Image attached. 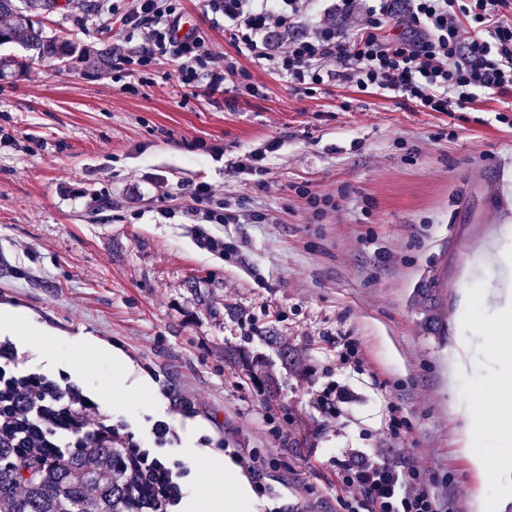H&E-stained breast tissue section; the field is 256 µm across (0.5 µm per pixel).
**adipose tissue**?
<instances>
[{"mask_svg":"<svg viewBox=\"0 0 512 512\" xmlns=\"http://www.w3.org/2000/svg\"><path fill=\"white\" fill-rule=\"evenodd\" d=\"M472 269L496 268L500 286L493 291L477 293L470 281H463L459 290L463 309H472L483 302L494 306L495 319L480 324L490 354H499L504 345L502 338L512 332V255L497 245H479L470 262ZM450 413L459 422L460 453L467 458L477 477L493 476L495 496H488L483 488L472 491L470 512H512V362L502 364L499 383L487 396L455 401ZM493 435L501 444L498 452L478 448L479 439ZM206 479L200 488V496L206 512H255V501L244 487L236 471L223 460L205 462Z\"/></svg>","mask_w":512,"mask_h":512,"instance_id":"obj_1","label":"adipose tissue"}]
</instances>
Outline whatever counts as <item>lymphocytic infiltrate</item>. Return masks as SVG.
<instances>
[{
    "mask_svg": "<svg viewBox=\"0 0 512 512\" xmlns=\"http://www.w3.org/2000/svg\"><path fill=\"white\" fill-rule=\"evenodd\" d=\"M223 18L224 38L236 55H219L201 34L180 37L177 0H97L102 21L120 17L132 48L112 47V80L122 92L152 84L155 65L176 64L182 87L224 89L225 107L264 95L263 84L240 67L246 56L314 95L340 82L365 93L390 92L424 112L465 110L483 91L512 92V0H205ZM395 35H388V28ZM184 217L197 224H260L259 212L243 213L216 197L207 183L187 191ZM151 447L134 442L123 423L112 436L132 449L161 491L157 512H179L191 470L165 454L177 433L155 421ZM333 467L347 496L345 512H436L421 471L394 463L376 449L345 451Z\"/></svg>",
    "mask_w": 512,
    "mask_h": 512,
    "instance_id": "lymphocytic-infiltrate-1",
    "label": "lymphocytic infiltrate"
}]
</instances>
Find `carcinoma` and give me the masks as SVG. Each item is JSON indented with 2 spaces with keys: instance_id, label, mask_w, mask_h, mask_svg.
I'll use <instances>...</instances> for the list:
<instances>
[{
  "instance_id": "1",
  "label": "carcinoma",
  "mask_w": 512,
  "mask_h": 512,
  "mask_svg": "<svg viewBox=\"0 0 512 512\" xmlns=\"http://www.w3.org/2000/svg\"><path fill=\"white\" fill-rule=\"evenodd\" d=\"M0 0V46L16 44L25 54L0 57V75L36 62L70 64L86 59L72 42L45 35L33 19L55 0ZM52 380L35 389L0 392V512H153L157 490L112 431L84 436L87 446L62 447L51 433H79L76 412L52 399Z\"/></svg>"
}]
</instances>
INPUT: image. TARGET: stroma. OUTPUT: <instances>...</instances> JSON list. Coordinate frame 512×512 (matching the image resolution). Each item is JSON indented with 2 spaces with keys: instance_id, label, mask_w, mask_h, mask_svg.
Here are the masks:
<instances>
[{
  "instance_id": "stroma-1",
  "label": "stroma",
  "mask_w": 512,
  "mask_h": 512,
  "mask_svg": "<svg viewBox=\"0 0 512 512\" xmlns=\"http://www.w3.org/2000/svg\"><path fill=\"white\" fill-rule=\"evenodd\" d=\"M180 6L217 53H233L202 0ZM39 19L80 47L126 37L83 0H58ZM240 63L265 91L234 112L223 92L181 87L170 62L137 93L80 64L0 79V311L20 308L32 321L13 337L19 369L70 376L137 440L151 420H167L180 437L172 455L193 471L185 512H204V460L239 451L265 477L260 504L285 493L311 512H343L329 458L376 448L423 471L438 512H469L475 479L448 403L480 397L499 366L457 288L476 245L512 225L503 96L421 112L333 83L308 96L248 57ZM275 140L262 174L227 169ZM200 182L264 223H189L180 209ZM301 185L327 198L323 213ZM163 203L174 217L158 214ZM205 233L228 251H209ZM443 261L444 298L423 284ZM82 336L123 365L79 361L72 343ZM461 340L473 373L452 390L444 365ZM347 342L362 362L340 361ZM143 380L148 398L111 399L113 385ZM341 388L347 401L321 404L322 392ZM171 392L189 410L171 409ZM392 405L405 421L395 438Z\"/></svg>"
}]
</instances>
